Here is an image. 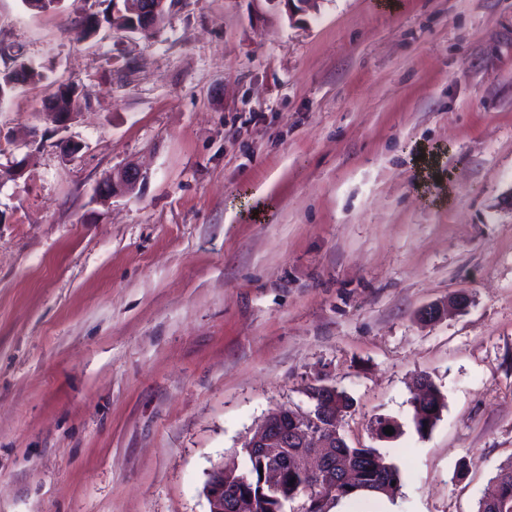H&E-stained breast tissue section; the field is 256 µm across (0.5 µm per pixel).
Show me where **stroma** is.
I'll return each instance as SVG.
<instances>
[{
  "label": "stroma",
  "mask_w": 512,
  "mask_h": 512,
  "mask_svg": "<svg viewBox=\"0 0 512 512\" xmlns=\"http://www.w3.org/2000/svg\"><path fill=\"white\" fill-rule=\"evenodd\" d=\"M18 62L42 78L0 105V512H209L210 471L313 383L400 470L339 512H477L512 460V0H178L150 36L108 0H0ZM61 84L87 103L63 130ZM142 178V174L135 168H127L117 174L108 176L97 191L100 196H110L117 192H133ZM420 379L421 380L417 383L414 393L426 394L427 387L428 393L422 398L418 395H413L412 420L416 431L420 434H424L431 429L439 419L440 412L444 407V395L437 386L429 380L428 376L424 375ZM422 380L427 383V387ZM424 427H427V431H424Z\"/></svg>",
  "instance_id": "obj_1"
}]
</instances>
